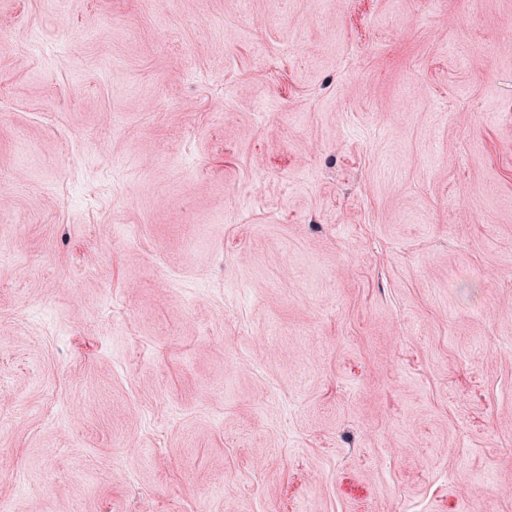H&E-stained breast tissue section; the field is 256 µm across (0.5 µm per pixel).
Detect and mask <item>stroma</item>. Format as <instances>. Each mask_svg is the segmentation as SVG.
Listing matches in <instances>:
<instances>
[{
    "mask_svg": "<svg viewBox=\"0 0 512 512\" xmlns=\"http://www.w3.org/2000/svg\"><path fill=\"white\" fill-rule=\"evenodd\" d=\"M0 31L10 512H512V0Z\"/></svg>",
    "mask_w": 512,
    "mask_h": 512,
    "instance_id": "obj_1",
    "label": "stroma"
}]
</instances>
